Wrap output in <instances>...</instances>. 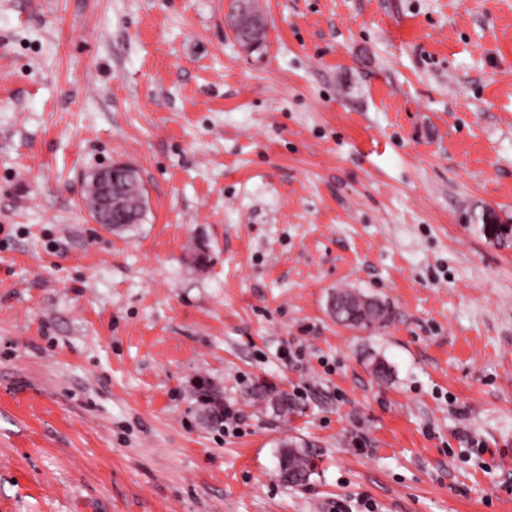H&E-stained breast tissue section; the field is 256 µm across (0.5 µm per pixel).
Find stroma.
<instances>
[{
  "label": "stroma",
  "instance_id": "1",
  "mask_svg": "<svg viewBox=\"0 0 512 512\" xmlns=\"http://www.w3.org/2000/svg\"><path fill=\"white\" fill-rule=\"evenodd\" d=\"M228 6L0 0V512H512V0ZM112 230L130 231L142 221L145 195L137 169H112ZM338 312L332 309V313L339 323L355 328V329H368L374 325H381L390 319V310L377 300H369V302H362L354 309L342 305L339 307ZM312 468L306 448L291 441L281 451L277 476L285 483L303 485L309 480Z\"/></svg>",
  "mask_w": 512,
  "mask_h": 512
}]
</instances>
